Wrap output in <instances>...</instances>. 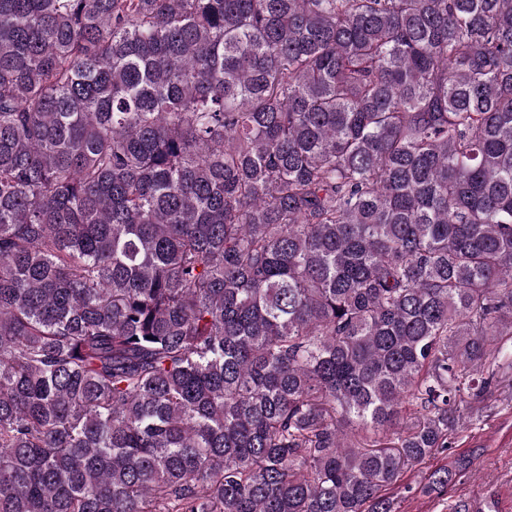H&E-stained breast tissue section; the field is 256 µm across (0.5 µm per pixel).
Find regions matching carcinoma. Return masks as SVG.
<instances>
[{
  "label": "carcinoma",
  "mask_w": 512,
  "mask_h": 512,
  "mask_svg": "<svg viewBox=\"0 0 512 512\" xmlns=\"http://www.w3.org/2000/svg\"><path fill=\"white\" fill-rule=\"evenodd\" d=\"M497 360L512 0H0V512H395Z\"/></svg>",
  "instance_id": "1"
}]
</instances>
